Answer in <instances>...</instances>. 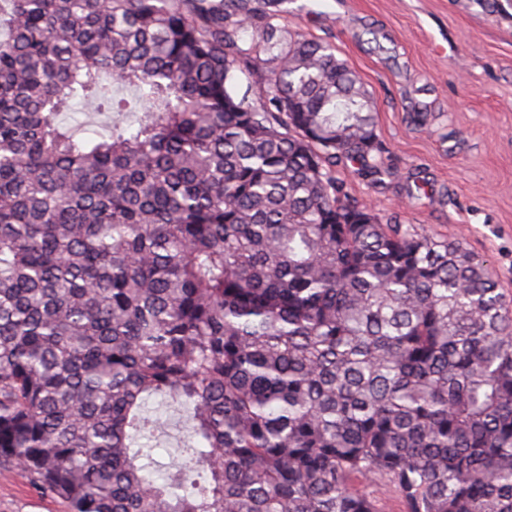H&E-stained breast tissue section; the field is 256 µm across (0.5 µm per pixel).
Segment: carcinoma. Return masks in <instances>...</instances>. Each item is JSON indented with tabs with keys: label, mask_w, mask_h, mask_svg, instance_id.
<instances>
[{
	"label": "carcinoma",
	"mask_w": 512,
	"mask_h": 512,
	"mask_svg": "<svg viewBox=\"0 0 512 512\" xmlns=\"http://www.w3.org/2000/svg\"><path fill=\"white\" fill-rule=\"evenodd\" d=\"M282 3L0 0V464L69 512H512V298L351 197L371 98ZM153 396L195 441L162 484ZM113 95L117 98H121L126 103V109L124 119L128 124H134L137 116V112L140 109V98L139 93L135 88L126 86H112ZM60 121L77 129L84 137H94V134L101 130L102 126L112 121L110 111H88L79 102H75L68 112H63ZM376 499L379 512H405L404 503L398 492L384 480H378L368 487Z\"/></svg>",
	"instance_id": "carcinoma-1"
}]
</instances>
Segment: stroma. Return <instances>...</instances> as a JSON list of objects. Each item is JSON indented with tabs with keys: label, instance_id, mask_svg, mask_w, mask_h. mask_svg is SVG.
I'll use <instances>...</instances> for the list:
<instances>
[{
	"label": "stroma",
	"instance_id": "35a3bbf8",
	"mask_svg": "<svg viewBox=\"0 0 512 512\" xmlns=\"http://www.w3.org/2000/svg\"><path fill=\"white\" fill-rule=\"evenodd\" d=\"M288 30L333 45L376 108L396 175L353 197L417 231L462 242L512 295V0H289ZM430 116L426 125L417 113ZM422 189L408 197V185ZM168 423L152 440L162 479L188 445L189 412L157 398ZM60 499L0 465V512H67Z\"/></svg>",
	"mask_w": 512,
	"mask_h": 512
}]
</instances>
